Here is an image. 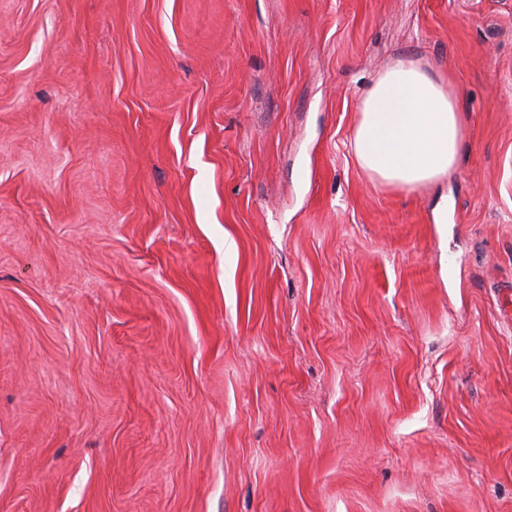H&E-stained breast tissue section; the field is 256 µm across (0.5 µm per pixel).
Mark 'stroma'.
<instances>
[{"instance_id": "1", "label": "stroma", "mask_w": 512, "mask_h": 512, "mask_svg": "<svg viewBox=\"0 0 512 512\" xmlns=\"http://www.w3.org/2000/svg\"><path fill=\"white\" fill-rule=\"evenodd\" d=\"M510 284L512 0H0V512H512ZM462 133L463 115L448 76L397 59L364 95L354 155L378 184L415 193L448 181Z\"/></svg>"}]
</instances>
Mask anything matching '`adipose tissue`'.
I'll list each match as a JSON object with an SVG mask.
<instances>
[{"label":"adipose tissue","mask_w":512,"mask_h":512,"mask_svg":"<svg viewBox=\"0 0 512 512\" xmlns=\"http://www.w3.org/2000/svg\"><path fill=\"white\" fill-rule=\"evenodd\" d=\"M463 115L447 76L393 61L366 92L356 127V162L378 184L414 193L454 171Z\"/></svg>","instance_id":"obj_1"}]
</instances>
